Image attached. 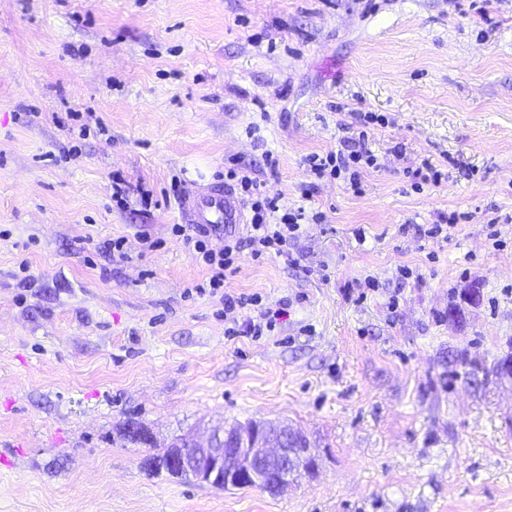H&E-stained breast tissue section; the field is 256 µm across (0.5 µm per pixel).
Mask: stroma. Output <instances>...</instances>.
Here are the masks:
<instances>
[{
    "instance_id": "1",
    "label": "stroma",
    "mask_w": 512,
    "mask_h": 512,
    "mask_svg": "<svg viewBox=\"0 0 512 512\" xmlns=\"http://www.w3.org/2000/svg\"><path fill=\"white\" fill-rule=\"evenodd\" d=\"M470 4L0 0V512H512V378L467 366L512 354V0ZM362 112L390 119L362 193L311 179ZM424 159L444 177L415 191ZM244 169L324 220L186 294L170 186ZM227 294L288 314L231 337ZM248 419L301 429L317 471L222 489L121 438Z\"/></svg>"
}]
</instances>
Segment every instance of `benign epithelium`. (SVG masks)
I'll list each match as a JSON object with an SVG mask.
<instances>
[{
  "instance_id": "7a95c632",
  "label": "benign epithelium",
  "mask_w": 512,
  "mask_h": 512,
  "mask_svg": "<svg viewBox=\"0 0 512 512\" xmlns=\"http://www.w3.org/2000/svg\"><path fill=\"white\" fill-rule=\"evenodd\" d=\"M169 463L204 480L226 477L254 483L264 478V489L273 494L287 488L300 471L317 470L299 464L297 451L288 447V434L280 426L261 427L245 444L235 434L216 427L206 438L174 449Z\"/></svg>"
}]
</instances>
